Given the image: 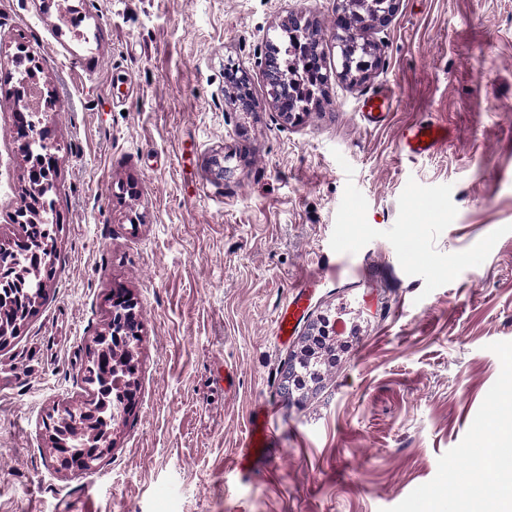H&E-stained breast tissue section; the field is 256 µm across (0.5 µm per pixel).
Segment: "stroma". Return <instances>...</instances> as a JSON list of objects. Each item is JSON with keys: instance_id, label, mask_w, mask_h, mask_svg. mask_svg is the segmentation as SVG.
I'll use <instances>...</instances> for the list:
<instances>
[{"instance_id": "obj_1", "label": "stroma", "mask_w": 512, "mask_h": 512, "mask_svg": "<svg viewBox=\"0 0 512 512\" xmlns=\"http://www.w3.org/2000/svg\"><path fill=\"white\" fill-rule=\"evenodd\" d=\"M57 2L0 0V57L26 41L54 97L62 226L47 299L0 351V512H469L512 395V0H400L377 68L349 83L328 51L326 97L290 125L266 102V43L300 12L330 36L336 0H68L69 22ZM228 57L251 115L224 104ZM12 87L0 71L4 241L25 188ZM426 120L447 142L407 157ZM118 288L138 301L136 405L96 470H63L45 426L91 399ZM323 317L336 362L285 403L281 367ZM262 407L271 441L243 470ZM305 297V291H299L280 311L277 317V334L281 343L288 340L295 323L301 319L305 310Z\"/></svg>"}]
</instances>
